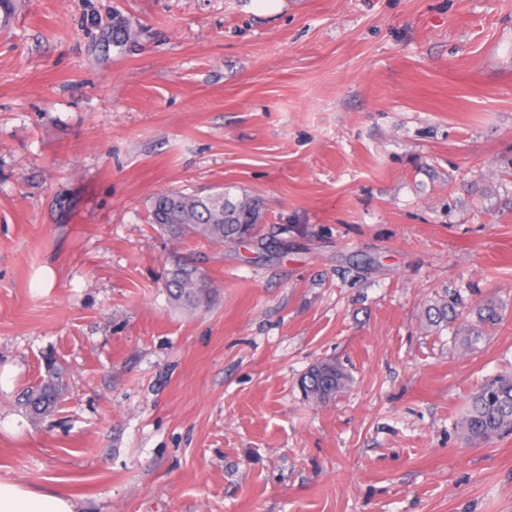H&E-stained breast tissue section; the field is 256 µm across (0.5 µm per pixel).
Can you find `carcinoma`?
<instances>
[{"instance_id":"cac0c4a2","label":"carcinoma","mask_w":512,"mask_h":512,"mask_svg":"<svg viewBox=\"0 0 512 512\" xmlns=\"http://www.w3.org/2000/svg\"><path fill=\"white\" fill-rule=\"evenodd\" d=\"M149 217L150 223L175 238L198 237L222 245L256 237L262 214L257 199L235 197L227 186L203 196L181 191L158 193L152 198ZM165 288L174 304L190 309L200 306L208 297L205 275L197 267L180 261L168 271ZM474 315L473 333L495 327L503 319L501 306L492 300L479 304ZM429 322L439 328L448 326V301L430 305ZM345 381L343 368L331 361H321L305 373L301 387L307 397L324 402L340 391ZM57 398V386L48 380L28 394L26 408L41 415L55 406ZM457 425L473 442L512 431V373L495 375L483 383L470 396Z\"/></svg>"}]
</instances>
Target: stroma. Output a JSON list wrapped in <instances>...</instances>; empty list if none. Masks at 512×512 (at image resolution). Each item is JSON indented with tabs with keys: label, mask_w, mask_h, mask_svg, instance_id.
<instances>
[{
	"label": "stroma",
	"mask_w": 512,
	"mask_h": 512,
	"mask_svg": "<svg viewBox=\"0 0 512 512\" xmlns=\"http://www.w3.org/2000/svg\"><path fill=\"white\" fill-rule=\"evenodd\" d=\"M223 186L260 200L258 238L149 221ZM176 260L197 309L168 299ZM487 298L501 324L462 345ZM322 360L348 374L324 403L300 387ZM506 369L512 0H13L1 479L77 512H512V434L457 426ZM205 283V275L196 266L177 261L168 271L165 288L175 305L193 309L207 300ZM58 389L56 384L48 380L32 390L26 400V408L35 415H41L53 408L57 402Z\"/></svg>",
	"instance_id": "stroma-1"
}]
</instances>
